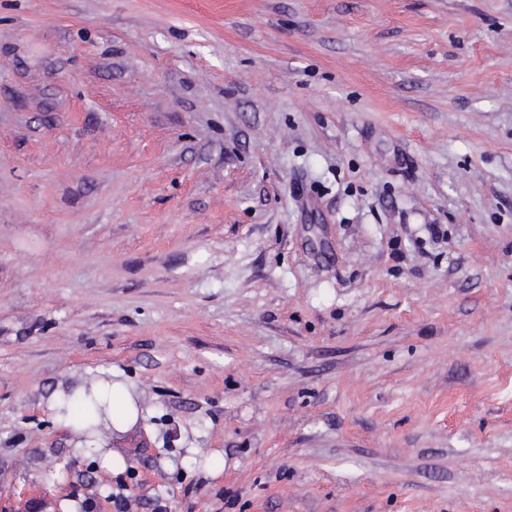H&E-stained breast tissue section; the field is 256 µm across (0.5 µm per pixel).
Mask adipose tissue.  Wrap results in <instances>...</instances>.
I'll list each match as a JSON object with an SVG mask.
<instances>
[{
	"mask_svg": "<svg viewBox=\"0 0 512 512\" xmlns=\"http://www.w3.org/2000/svg\"><path fill=\"white\" fill-rule=\"evenodd\" d=\"M94 394L98 404L104 405L103 414L93 415L91 422H84L76 408L85 404L87 394ZM52 415L69 430L76 450L94 449L105 471H118L125 467L124 457L110 448L108 433L125 434L134 430L143 420L140 397L117 372L86 385L77 383L57 388L49 401Z\"/></svg>",
	"mask_w": 512,
	"mask_h": 512,
	"instance_id": "ef3b65f1",
	"label": "adipose tissue"
}]
</instances>
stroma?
<instances>
[{
	"instance_id": "stroma-1",
	"label": "stroma",
	"mask_w": 512,
	"mask_h": 512,
	"mask_svg": "<svg viewBox=\"0 0 512 512\" xmlns=\"http://www.w3.org/2000/svg\"><path fill=\"white\" fill-rule=\"evenodd\" d=\"M117 494L512 512V0H0V512ZM108 377H101L90 384L77 383L69 388H57L49 401V410L52 415L69 430L74 437V451H85L93 448L98 454L100 468L107 472L118 471L125 467V458L115 449L108 447L107 431L125 434L134 430L144 419L140 408V396L125 380L119 377L118 372L109 371ZM91 385L96 401L106 405L102 415L95 414L91 404L86 400L87 386ZM88 405L92 413L88 429L77 411L83 413V408L77 405Z\"/></svg>"
}]
</instances>
